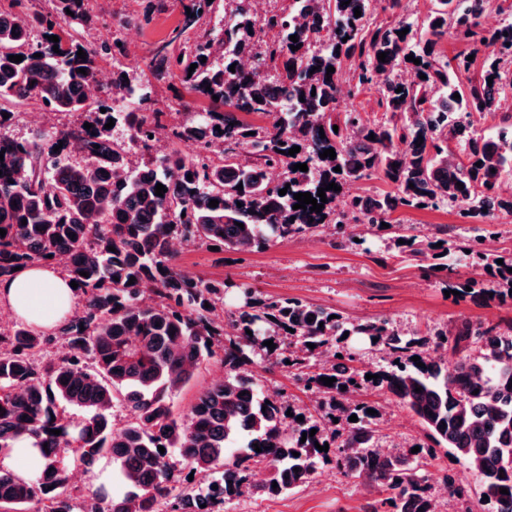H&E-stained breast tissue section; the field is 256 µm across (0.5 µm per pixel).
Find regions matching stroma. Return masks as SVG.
Wrapping results in <instances>:
<instances>
[{
    "mask_svg": "<svg viewBox=\"0 0 512 512\" xmlns=\"http://www.w3.org/2000/svg\"><path fill=\"white\" fill-rule=\"evenodd\" d=\"M147 0H92L91 20L82 31L94 43L122 38L126 58L101 57L104 77L117 67L128 70L133 82L150 81L147 63L154 46L167 39L182 19L180 0H171L159 14L146 11ZM395 228H371L350 223L345 233L335 225L320 226L315 232L288 241H275L265 251H214L200 242L178 248L179 267L203 280L224 284L223 316L232 319L237 311L239 289H253L262 297L296 298L321 306L349 321L389 320L402 333L430 334L460 319L512 320V305H483L445 296L441 281L446 271L425 276L423 263L403 257L394 243L397 232L446 241L449 259L458 272L460 248L476 236H484V248L493 257H512V215L498 213L493 224L484 226L463 218L457 206L436 209L398 208L392 215ZM250 376L264 392L291 408L313 415L315 401L295 373L263 355L253 356ZM219 358L205 360L194 379L178 392L171 405L176 415H185L203 388L222 380ZM363 398L379 406L378 447H397L405 452L426 443V431L409 410L383 390L371 388ZM437 512H467L466 502L450 497L443 482L452 475L456 483L475 487L476 480L466 463L441 448L426 468ZM261 477L249 473L243 492L217 505L215 512H389L384 488L339 470L335 462L319 463L309 484L279 496L258 492Z\"/></svg>",
    "mask_w": 512,
    "mask_h": 512,
    "instance_id": "stroma-1",
    "label": "stroma"
}]
</instances>
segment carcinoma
I'll return each mask as SVG.
<instances>
[{
	"instance_id": "cac0c4a2",
	"label": "carcinoma",
	"mask_w": 512,
	"mask_h": 512,
	"mask_svg": "<svg viewBox=\"0 0 512 512\" xmlns=\"http://www.w3.org/2000/svg\"><path fill=\"white\" fill-rule=\"evenodd\" d=\"M53 2L47 14L0 10V128L11 124L14 108L24 102L48 114L78 113L85 119L74 127L40 130L31 139L0 133V229L6 230L0 236V278L16 267L52 264L64 256L65 272L78 284L84 305L58 330L67 353L46 369L37 368L33 357L48 337L23 325L0 333V451L27 435L45 460L29 481L0 470V509L17 512L35 504L36 512H160L171 498L173 512H197L203 504L213 509L238 496L244 472L256 464L267 467L257 489L278 496L310 481L318 463L329 460L316 445L328 443L336 445L337 468L391 492V512H435L425 469L434 449L378 453L379 415L367 413L376 406L357 399L375 386L413 412L436 446L468 465L480 489L478 504L512 512L511 324L461 319L433 338L403 336L385 321L349 323L339 315L331 318L333 311L321 306L263 299L244 288L243 305L226 329L216 315L224 284L179 270L171 248L178 233L186 241L260 250L324 224L341 227L348 215L371 227L390 225L399 207L421 204H455L471 221L493 223L485 203L498 197L503 178L512 177V68L506 66L512 59V3L437 0L419 23L401 15L391 26L372 27L374 0L347 6L344 0H288V8L260 17L248 0H222L220 25L207 29L201 20L213 3L190 0V14L154 51L151 71L158 80L178 77L187 92L208 100L209 110L172 129L176 141L195 149L194 156L174 149L146 160L115 145L105 124L114 119L134 146L148 151L163 129L150 84L136 88L139 106L120 107L136 89L122 77L123 69L102 86L98 57H125L126 44L117 37L100 47L85 41L79 27L88 23L89 0ZM490 11L505 23L484 28L482 14ZM308 15L323 23L298 21ZM404 29L408 33L399 35ZM264 30L273 37L260 40ZM450 30L472 46V55H484L480 76L465 86L457 72L472 62L465 56L453 68L436 49ZM292 35L301 44L295 51ZM80 49L84 60L77 56ZM381 52L387 53L384 63ZM11 55L23 60L14 63ZM409 55L420 64L406 60ZM330 66L335 72L328 78ZM408 69L414 72L411 81L403 78ZM343 79L350 94L376 84L389 122L367 123L356 110L336 117ZM456 93L460 98H453ZM487 112L503 113L487 137L472 134L471 123L461 118ZM241 114L267 117L271 126H255ZM86 123L92 128H84ZM397 142L405 151L395 149ZM450 142L464 146L465 159L453 156ZM295 146L300 152L288 155ZM212 147L220 160L206 155ZM249 147L254 159L241 160L240 151ZM329 148L336 158L320 157ZM298 163L308 171L293 170ZM374 175L394 184L395 194L350 196L338 213L340 192L328 190L321 212L310 211L309 204L293 209L297 193L315 198L331 182L342 187ZM159 183L167 188L161 196L155 195ZM283 188L287 193L281 196ZM213 199L215 208L209 206ZM481 245L479 239L465 245L473 272L448 282L449 289L463 298L511 303L512 259L499 265ZM146 289L156 297L150 305L141 301ZM352 336L389 355L377 380L351 365ZM268 340L274 349L264 346ZM450 351L459 355L451 373L444 363ZM254 353L300 371L310 368L315 355L328 354L304 379L321 420L290 417L265 395L243 369ZM213 357L224 364V379L199 393L187 419L175 417L172 397ZM322 377L336 382L326 386ZM117 404L129 415L120 428L112 425ZM68 406L81 416L71 415ZM353 414L358 421H349ZM313 428L315 435L301 441ZM173 454L200 477L198 483H172ZM105 455L119 465L128 491L111 497L102 488L75 503L70 471L91 467ZM502 488L509 494L500 493Z\"/></svg>"
}]
</instances>
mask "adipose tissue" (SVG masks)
I'll list each match as a JSON object with an SVG mask.
<instances>
[{
    "instance_id": "adipose-tissue-1",
    "label": "adipose tissue",
    "mask_w": 512,
    "mask_h": 512,
    "mask_svg": "<svg viewBox=\"0 0 512 512\" xmlns=\"http://www.w3.org/2000/svg\"><path fill=\"white\" fill-rule=\"evenodd\" d=\"M0 300L32 328L50 330L70 314L75 290L59 268L36 263L12 276L0 278ZM43 464L39 449L26 437L19 438L13 448L0 453V468L26 480L33 479Z\"/></svg>"
}]
</instances>
